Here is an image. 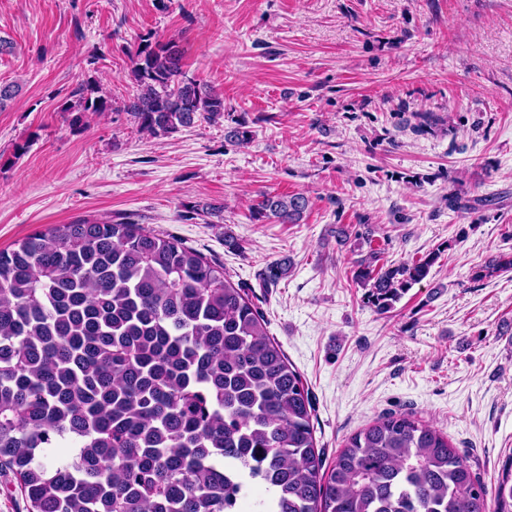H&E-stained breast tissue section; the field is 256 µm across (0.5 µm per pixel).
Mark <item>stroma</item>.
Wrapping results in <instances>:
<instances>
[{
	"mask_svg": "<svg viewBox=\"0 0 512 512\" xmlns=\"http://www.w3.org/2000/svg\"><path fill=\"white\" fill-rule=\"evenodd\" d=\"M146 34L179 43L223 118L139 132L122 107ZM88 80L112 109L76 130L59 107ZM1 85L18 91L0 105V250L80 219L173 238L249 288L309 387L325 462L412 413L495 485L512 456V272L472 271L512 251V0H0ZM239 120L244 146L224 138ZM264 192L307 197L300 223L251 220ZM340 226L370 243L337 246ZM372 249L441 256L382 314L353 278ZM276 260L288 271L265 286Z\"/></svg>",
	"mask_w": 512,
	"mask_h": 512,
	"instance_id": "stroma-1",
	"label": "stroma"
}]
</instances>
